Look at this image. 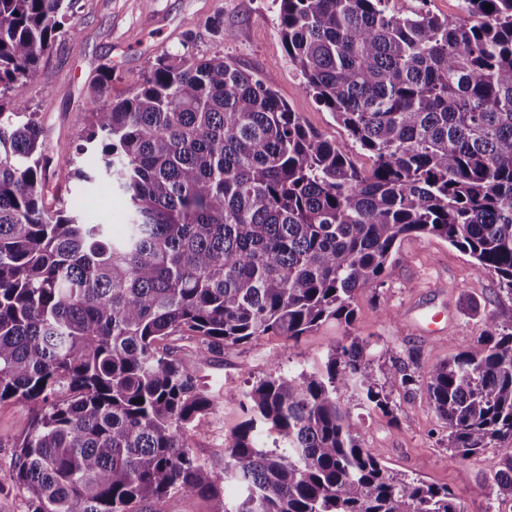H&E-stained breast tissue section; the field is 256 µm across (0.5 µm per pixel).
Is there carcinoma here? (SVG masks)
<instances>
[{"label":"carcinoma","mask_w":512,"mask_h":512,"mask_svg":"<svg viewBox=\"0 0 512 512\" xmlns=\"http://www.w3.org/2000/svg\"><path fill=\"white\" fill-rule=\"evenodd\" d=\"M77 0H0V401L33 410L12 462L27 512H464L453 493L388 473L362 447L340 392L391 409L376 356L346 337L324 368L275 369L214 394L187 368L226 346L347 326L382 283L396 243L439 236L512 292V0H463L467 18L391 0H280V33L308 93L353 144L303 125L271 85L215 56L161 54L143 83L97 106L61 167L101 176L129 222L50 210L47 140L25 87ZM492 9H486V6ZM430 404L469 457L512 442V331L486 326L432 367ZM143 402H137V399ZM243 420L220 472L187 435L223 404ZM512 496V456L492 476ZM167 512H209V503L198 496L175 495L166 503Z\"/></svg>","instance_id":"obj_1"}]
</instances>
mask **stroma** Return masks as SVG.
<instances>
[{
    "label": "stroma",
    "mask_w": 512,
    "mask_h": 512,
    "mask_svg": "<svg viewBox=\"0 0 512 512\" xmlns=\"http://www.w3.org/2000/svg\"><path fill=\"white\" fill-rule=\"evenodd\" d=\"M278 0H78L66 32L40 63L25 92V109L35 113L48 140L50 187L47 203L76 201L88 220L110 223L121 233L128 221L124 197L105 180L94 187L68 178L60 164L85 134L95 105L88 83L100 64L112 67L115 98L140 86L156 56L181 53L185 39L197 58L224 57L269 83L306 126L344 144L347 132L305 90L290 62L279 29ZM439 314L443 335L426 332V314ZM512 326V292L496 277L477 272L473 259L435 236H409L396 246L383 286L360 290L352 326L323 324L297 345L279 336L225 348L202 361L185 354L186 364L217 389L244 391L272 366L293 373L323 367L345 336L370 341L374 350L391 347L378 362L388 373L394 360L418 355V383L392 390L390 412L367 406L353 391L342 401L358 422L360 441L391 471L448 488L464 512H512V497L497 496L488 483L512 443H497L463 458L448 446V427L434 413L424 379L448 356L466 349L486 325ZM32 416L31 406L13 398L0 402V512H25L10 462ZM240 421L239 410L223 405L191 431L196 454L214 470L224 466V442Z\"/></svg>",
    "instance_id": "1"
}]
</instances>
